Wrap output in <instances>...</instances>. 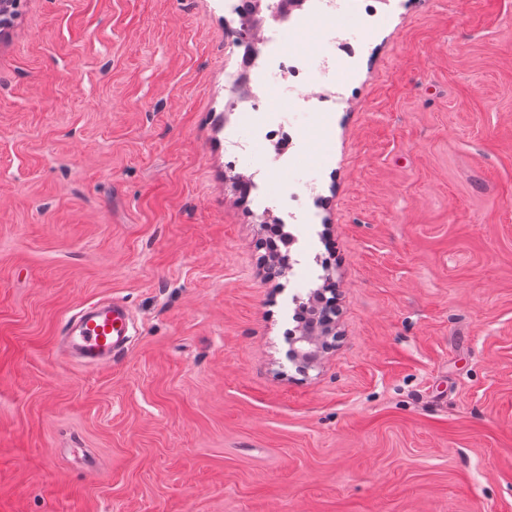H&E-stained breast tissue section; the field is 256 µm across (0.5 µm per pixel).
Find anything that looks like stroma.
Instances as JSON below:
<instances>
[{
    "label": "stroma",
    "mask_w": 512,
    "mask_h": 512,
    "mask_svg": "<svg viewBox=\"0 0 512 512\" xmlns=\"http://www.w3.org/2000/svg\"><path fill=\"white\" fill-rule=\"evenodd\" d=\"M285 171L229 166L224 0H20L0 31V512H512V0H370ZM316 180L310 221L239 183ZM294 242L270 280L268 225ZM335 290L334 346L286 357ZM123 300L111 366L65 318Z\"/></svg>",
    "instance_id": "35a3bbf8"
}]
</instances>
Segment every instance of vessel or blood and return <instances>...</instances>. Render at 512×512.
Wrapping results in <instances>:
<instances>
[{"mask_svg":"<svg viewBox=\"0 0 512 512\" xmlns=\"http://www.w3.org/2000/svg\"><path fill=\"white\" fill-rule=\"evenodd\" d=\"M129 310L119 300L87 304L65 324L71 348L87 368L111 363L126 346Z\"/></svg>","mask_w":512,"mask_h":512,"instance_id":"1","label":"vessel or blood"}]
</instances>
